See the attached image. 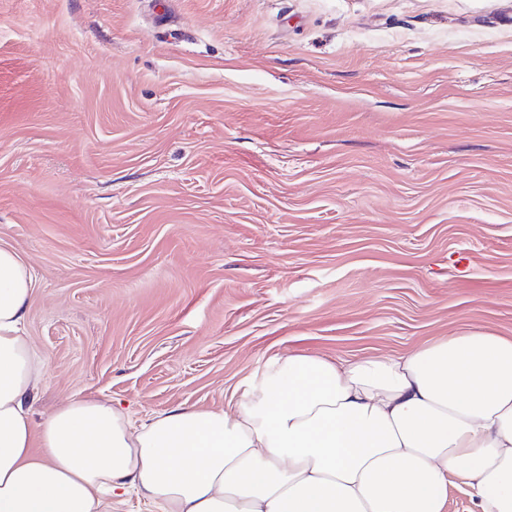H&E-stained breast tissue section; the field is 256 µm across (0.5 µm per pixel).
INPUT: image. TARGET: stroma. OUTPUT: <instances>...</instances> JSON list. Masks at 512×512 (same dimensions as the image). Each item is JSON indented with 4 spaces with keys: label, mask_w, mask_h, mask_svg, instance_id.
Instances as JSON below:
<instances>
[{
    "label": "stroma",
    "mask_w": 512,
    "mask_h": 512,
    "mask_svg": "<svg viewBox=\"0 0 512 512\" xmlns=\"http://www.w3.org/2000/svg\"><path fill=\"white\" fill-rule=\"evenodd\" d=\"M0 245L38 423L512 337V0H0Z\"/></svg>",
    "instance_id": "obj_1"
}]
</instances>
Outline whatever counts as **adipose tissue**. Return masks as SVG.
<instances>
[{"instance_id": "ef3b65f1", "label": "adipose tissue", "mask_w": 512, "mask_h": 512, "mask_svg": "<svg viewBox=\"0 0 512 512\" xmlns=\"http://www.w3.org/2000/svg\"><path fill=\"white\" fill-rule=\"evenodd\" d=\"M35 277L0 246V512H512V337L452 334L403 355L282 356L229 408L133 423L70 399L34 424L46 360L22 334ZM472 509L468 488L456 476L448 481V500L445 512H470Z\"/></svg>"}]
</instances>
